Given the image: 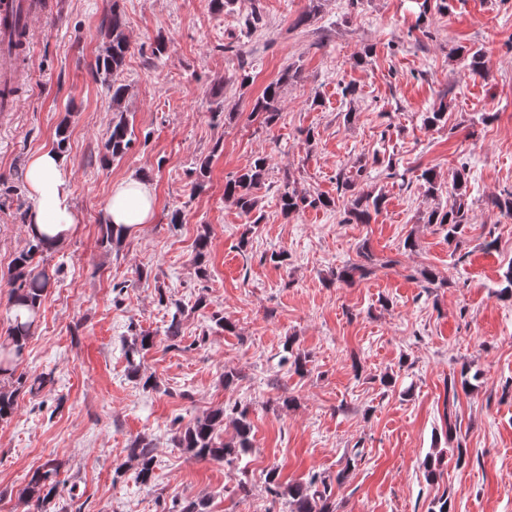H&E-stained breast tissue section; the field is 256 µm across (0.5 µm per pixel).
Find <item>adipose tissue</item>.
Returning a JSON list of instances; mask_svg holds the SVG:
<instances>
[{
  "instance_id": "adipose-tissue-1",
  "label": "adipose tissue",
  "mask_w": 512,
  "mask_h": 512,
  "mask_svg": "<svg viewBox=\"0 0 512 512\" xmlns=\"http://www.w3.org/2000/svg\"><path fill=\"white\" fill-rule=\"evenodd\" d=\"M25 180L32 202L26 226L28 235L50 245L64 242L74 233L78 214L72 201L71 172L62 155L51 148L32 155ZM154 211L153 188L140 176L114 183L105 201L109 223L121 228L127 236L150 223Z\"/></svg>"
}]
</instances>
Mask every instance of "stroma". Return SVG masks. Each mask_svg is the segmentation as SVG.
I'll list each match as a JSON object with an SVG mask.
<instances>
[{"instance_id": "obj_1", "label": "stroma", "mask_w": 512, "mask_h": 512, "mask_svg": "<svg viewBox=\"0 0 512 512\" xmlns=\"http://www.w3.org/2000/svg\"><path fill=\"white\" fill-rule=\"evenodd\" d=\"M51 2L35 24L20 108L0 112V341L12 260L28 238L26 165L54 146L64 120L79 224L44 256L60 273L19 370L54 382L21 392L0 421V512H36L21 492L49 460L61 493L46 512H167L173 501L201 499L207 512H284L265 480L272 468L284 485L324 479L336 512H430L443 496L450 512H512V298L498 294L512 216L494 204L512 192V0H448L422 19L410 0H320L314 14L310 0H234L220 12L210 0ZM115 5L131 45L119 79L137 140L107 164L112 92L95 61ZM255 10L263 21L250 33L244 21ZM477 49L486 70L472 78L461 53ZM288 67L299 77L265 129L253 101ZM348 85L355 96L343 95ZM441 107L445 118L425 127L424 113ZM259 155L270 163L259 192L265 218L248 235L224 184ZM203 159L209 173L195 194L190 171ZM359 161V188L387 203L371 223L347 224L350 196L337 179ZM463 163L468 222L452 243L420 216L448 205ZM428 168L442 183L435 197L415 179ZM132 175L152 184L154 219L121 246L103 243L104 202L113 182ZM289 180L334 197L335 208L283 217ZM202 233L201 271L193 257ZM409 238L416 249H405ZM275 252L286 261L271 262ZM365 252L373 274L337 281ZM201 297L206 307L195 308ZM167 300L186 307L177 350L163 335ZM215 313L232 331L214 325ZM141 331L156 336L141 360L159 384L151 392L129 376L122 352ZM289 347L306 354L303 373L283 364ZM228 370L237 373L229 387ZM233 405L252 424L239 467L176 445L174 417L187 424ZM143 435L156 459L147 486L115 473Z\"/></svg>"}]
</instances>
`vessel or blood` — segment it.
Returning a JSON list of instances; mask_svg holds the SVG:
<instances>
[{
	"instance_id": "1",
	"label": "vessel or blood",
	"mask_w": 512,
	"mask_h": 512,
	"mask_svg": "<svg viewBox=\"0 0 512 512\" xmlns=\"http://www.w3.org/2000/svg\"><path fill=\"white\" fill-rule=\"evenodd\" d=\"M46 9L44 0H0V112L18 111L12 88L18 82V36L32 38L33 23Z\"/></svg>"
}]
</instances>
